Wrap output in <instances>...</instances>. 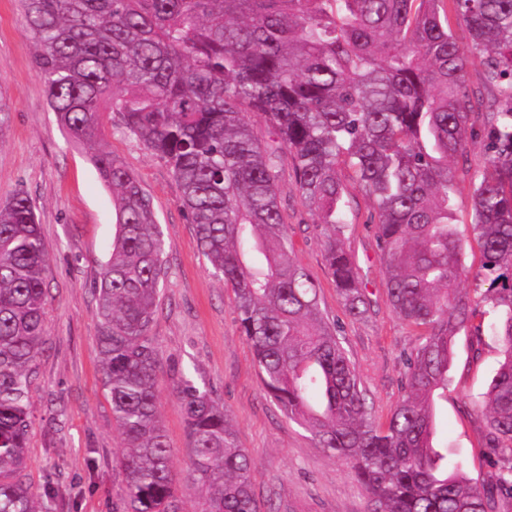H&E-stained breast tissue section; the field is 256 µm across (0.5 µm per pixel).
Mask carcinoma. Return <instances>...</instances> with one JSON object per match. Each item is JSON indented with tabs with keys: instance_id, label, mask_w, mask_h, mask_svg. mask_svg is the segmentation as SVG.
I'll return each instance as SVG.
<instances>
[{
	"instance_id": "1",
	"label": "carcinoma",
	"mask_w": 512,
	"mask_h": 512,
	"mask_svg": "<svg viewBox=\"0 0 512 512\" xmlns=\"http://www.w3.org/2000/svg\"><path fill=\"white\" fill-rule=\"evenodd\" d=\"M34 62L58 124L112 189L115 232L95 285L103 385L123 440V512H177L159 414L162 364L149 327L167 275L150 198L106 127L164 160L182 190L209 273L232 289L240 336L264 391L316 447L346 459L370 512H496L512 463L477 485L434 447V396L448 388L455 335L483 312L459 288L453 200L473 185L502 360L479 405L485 446L512 455V0H24ZM463 27L467 43L453 25ZM480 58L483 93L466 84ZM256 116L274 138L261 140ZM484 168L466 166L474 124ZM317 217L347 312L367 302L346 228L345 172L373 203L387 295L424 330L402 400L379 424L318 284L291 261L278 196L283 155ZM46 255L27 196L0 205V512H43L25 477L32 366L44 349ZM200 512H260L254 459L211 390L181 375Z\"/></svg>"
}]
</instances>
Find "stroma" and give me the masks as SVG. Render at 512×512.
I'll return each instance as SVG.
<instances>
[{
    "instance_id": "stroma-1",
    "label": "stroma",
    "mask_w": 512,
    "mask_h": 512,
    "mask_svg": "<svg viewBox=\"0 0 512 512\" xmlns=\"http://www.w3.org/2000/svg\"><path fill=\"white\" fill-rule=\"evenodd\" d=\"M0 95L11 107L0 119V203L17 192L31 199L48 253L46 345L33 367L27 478L41 492L44 512H122L123 483L115 462L122 439L103 386L93 290L115 231L112 193L49 108L23 0H0ZM104 144L140 181L163 233L168 276L150 334L163 367L159 409L178 478L179 512H199L201 502L199 490L187 482L192 450L183 405L173 390L184 369L211 388L240 447L254 457L253 486L263 512H369L368 495L349 463L317 448L265 393L254 354L238 332L232 291L206 269L169 167L120 130H108ZM347 191L345 247L368 301L361 318L349 315L336 291L323 237L300 202L292 169H284L278 186L291 257L317 281L321 314L335 327L372 413L383 422L404 394L405 357L419 332L388 302L369 222L371 200L355 184ZM472 191L469 178L458 180L454 204L467 271L460 286L490 321L491 306L475 278L483 255L470 228ZM454 352L448 389L436 401L434 445L455 452L468 476L483 484L503 465L484 446L485 420L478 411L501 358L500 344L491 333L478 338L466 331Z\"/></svg>"
}]
</instances>
